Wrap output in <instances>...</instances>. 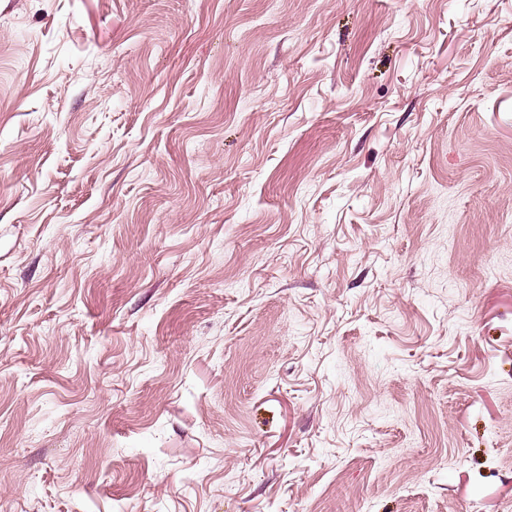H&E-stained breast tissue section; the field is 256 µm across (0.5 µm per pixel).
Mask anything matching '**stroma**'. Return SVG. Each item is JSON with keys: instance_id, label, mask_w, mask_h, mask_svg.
<instances>
[{"instance_id": "1", "label": "stroma", "mask_w": 512, "mask_h": 512, "mask_svg": "<svg viewBox=\"0 0 512 512\" xmlns=\"http://www.w3.org/2000/svg\"><path fill=\"white\" fill-rule=\"evenodd\" d=\"M0 512H512V0H0Z\"/></svg>"}]
</instances>
